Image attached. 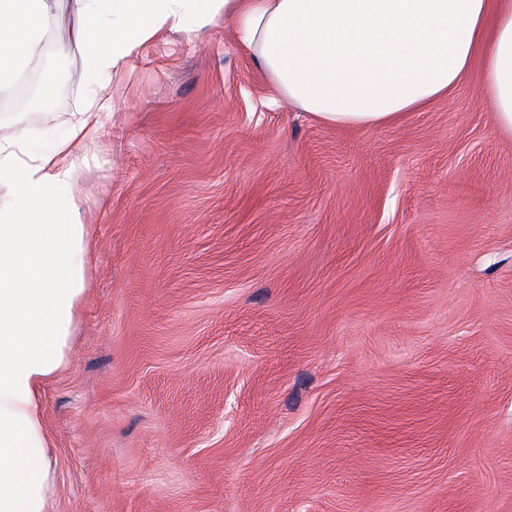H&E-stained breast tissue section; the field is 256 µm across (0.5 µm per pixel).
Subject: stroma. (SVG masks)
Returning a JSON list of instances; mask_svg holds the SVG:
<instances>
[{
	"mask_svg": "<svg viewBox=\"0 0 512 512\" xmlns=\"http://www.w3.org/2000/svg\"><path fill=\"white\" fill-rule=\"evenodd\" d=\"M77 22L25 68L65 62L54 105L0 89V135L81 110ZM128 70L78 201L48 512H512V136L480 65L357 128L270 106L221 17Z\"/></svg>",
	"mask_w": 512,
	"mask_h": 512,
	"instance_id": "stroma-1",
	"label": "stroma"
}]
</instances>
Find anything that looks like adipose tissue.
<instances>
[{
	"instance_id": "1",
	"label": "adipose tissue",
	"mask_w": 512,
	"mask_h": 512,
	"mask_svg": "<svg viewBox=\"0 0 512 512\" xmlns=\"http://www.w3.org/2000/svg\"><path fill=\"white\" fill-rule=\"evenodd\" d=\"M64 0H0V88L15 83ZM89 96L33 149L0 136V512H47L55 493L43 390L70 362L91 238L78 218L87 158L112 118V81L164 27L218 16L277 95L318 121L379 126L448 97L480 62L499 129L512 135V0H74Z\"/></svg>"
}]
</instances>
